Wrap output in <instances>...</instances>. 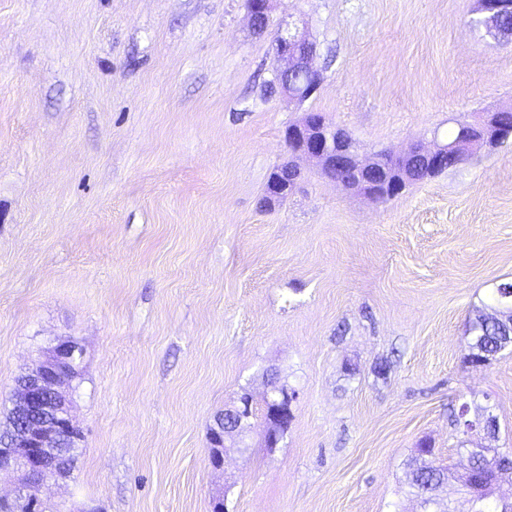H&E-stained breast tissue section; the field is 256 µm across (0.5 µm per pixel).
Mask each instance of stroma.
<instances>
[{
    "label": "stroma",
    "mask_w": 512,
    "mask_h": 512,
    "mask_svg": "<svg viewBox=\"0 0 512 512\" xmlns=\"http://www.w3.org/2000/svg\"><path fill=\"white\" fill-rule=\"evenodd\" d=\"M475 0H279L318 43L316 95L268 93L246 0H0V432L16 378L59 338L83 350L67 512H421L419 441L463 468L448 418L490 406L512 448V352L465 332L512 281V145L374 204L307 160L261 204L302 111L361 157L447 139L512 105V43ZM389 361L386 376L374 368ZM298 400L283 441L210 462L216 414L268 374Z\"/></svg>",
    "instance_id": "stroma-1"
}]
</instances>
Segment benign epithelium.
I'll use <instances>...</instances> for the list:
<instances>
[{"mask_svg": "<svg viewBox=\"0 0 512 512\" xmlns=\"http://www.w3.org/2000/svg\"><path fill=\"white\" fill-rule=\"evenodd\" d=\"M275 0H249L248 16L254 34L272 33V48L279 63L274 74L280 93L288 101L301 106L313 96L320 84V73L313 66L317 44L310 39L307 22L300 19L270 29V15ZM477 26L492 37L509 38L512 31L502 26L512 16V0H477ZM460 127L458 138L450 143L433 136L428 143H417L399 155L385 150L369 158L359 155L358 147L344 128L326 122L318 112H306L296 124L284 132L290 159L277 166L266 184L263 207L272 209L284 201L295 188L301 171L295 156L316 164L320 172L348 190L360 193L375 203H386L416 180V172H437L448 156L464 159L481 151H491L512 143V107H499L474 119L450 118ZM498 314L512 323V286L502 285ZM78 345L61 338L43 351L39 361L15 385L11 405L25 416V423L11 432L13 448L0 450V472L15 476L12 495L0 499L5 503L24 502L25 512H43L40 487L48 480L60 479L67 457L55 445L73 438L80 428L72 416L70 391L74 377L72 361ZM298 393L292 388L268 381L261 400L265 424L263 446L275 448L288 431L293 419V403ZM251 392L245 391L236 404L217 414L210 429L211 463L219 468L230 448H247L251 432Z\"/></svg>", "mask_w": 512, "mask_h": 512, "instance_id": "7a95c632", "label": "benign epithelium"}]
</instances>
